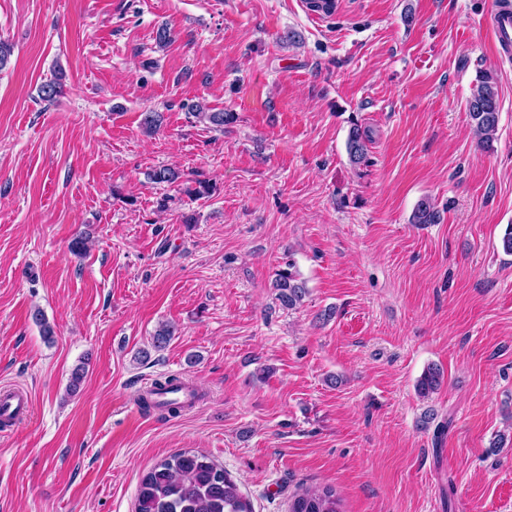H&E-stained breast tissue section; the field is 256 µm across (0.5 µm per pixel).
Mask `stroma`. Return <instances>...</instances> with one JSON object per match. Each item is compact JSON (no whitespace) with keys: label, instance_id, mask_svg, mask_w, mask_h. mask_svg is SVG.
Instances as JSON below:
<instances>
[{"label":"stroma","instance_id":"35a3bbf8","mask_svg":"<svg viewBox=\"0 0 512 512\" xmlns=\"http://www.w3.org/2000/svg\"><path fill=\"white\" fill-rule=\"evenodd\" d=\"M306 2L0 0V388L32 398L0 431V512H135L142 472L184 451L254 512L308 486L341 512H512V65L493 0H340L319 23ZM482 70L490 151L466 108ZM198 102L234 122H200ZM162 166L176 183L151 180ZM200 181L212 194L189 196ZM424 199L437 223H413ZM289 261L308 288L292 311L272 288ZM164 322L169 345L136 362ZM171 375L200 403L142 406ZM488 26L496 45V57L501 64L512 56V1L496 0L488 16ZM467 111L480 136L479 145L492 149L500 116L498 85L493 74L479 75L478 84L467 101ZM370 141L367 132L361 126L355 125L351 128L347 140V150L352 163L360 164L365 161Z\"/></svg>","mask_w":512,"mask_h":512}]
</instances>
